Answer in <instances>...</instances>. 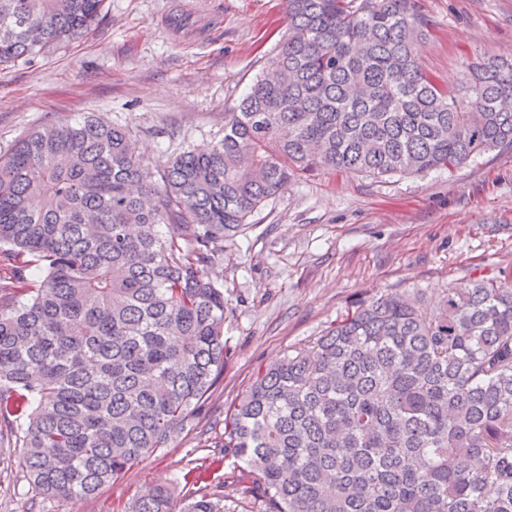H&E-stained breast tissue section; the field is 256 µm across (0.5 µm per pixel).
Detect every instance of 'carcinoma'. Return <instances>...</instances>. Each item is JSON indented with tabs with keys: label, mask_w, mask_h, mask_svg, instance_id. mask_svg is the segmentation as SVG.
<instances>
[{
	"label": "carcinoma",
	"mask_w": 512,
	"mask_h": 512,
	"mask_svg": "<svg viewBox=\"0 0 512 512\" xmlns=\"http://www.w3.org/2000/svg\"><path fill=\"white\" fill-rule=\"evenodd\" d=\"M105 0H0V67L70 41ZM269 73L202 154L154 167L91 115L0 155V441L43 495L88 497L168 447L224 372L207 267L293 178L452 170L512 145V62L448 89L418 0H285ZM176 234L163 238L158 228ZM39 263L40 283L25 271ZM372 297L257 369L224 416V475L265 512H512V277ZM189 512H231L199 472ZM128 512H177L169 489Z\"/></svg>",
	"instance_id": "cac0c4a2"
}]
</instances>
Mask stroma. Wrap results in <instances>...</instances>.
Here are the masks:
<instances>
[{"label":"stroma","instance_id":"35a3bbf8","mask_svg":"<svg viewBox=\"0 0 512 512\" xmlns=\"http://www.w3.org/2000/svg\"><path fill=\"white\" fill-rule=\"evenodd\" d=\"M430 21L423 66L455 84L475 57L512 58V0H419ZM284 0H106L100 20L33 63L0 68V155L32 129L93 112L131 128L149 164L204 151L265 69ZM512 273V147L449 172L373 179L323 173L271 198L210 270L228 301L224 373L169 447L88 498H48L14 442L0 443V512H124L162 485L187 501L185 474L221 486L224 415L252 373L309 344L359 302L420 290L427 308L482 274Z\"/></svg>","mask_w":512,"mask_h":512}]
</instances>
